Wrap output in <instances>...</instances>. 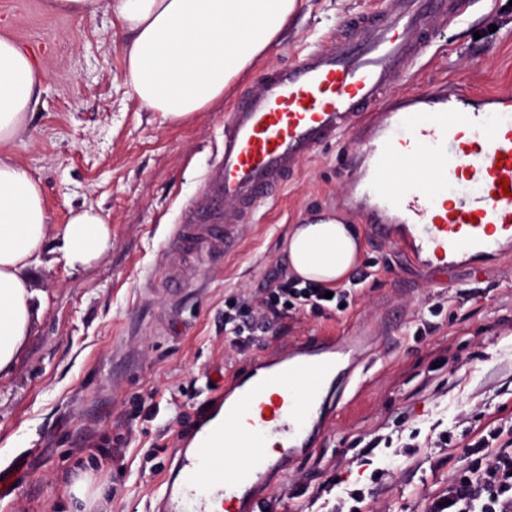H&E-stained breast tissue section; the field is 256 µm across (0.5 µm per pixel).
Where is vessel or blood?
Returning a JSON list of instances; mask_svg holds the SVG:
<instances>
[{
    "label": "vessel or blood",
    "instance_id": "1",
    "mask_svg": "<svg viewBox=\"0 0 512 512\" xmlns=\"http://www.w3.org/2000/svg\"><path fill=\"white\" fill-rule=\"evenodd\" d=\"M454 0H385L351 18L332 48L300 50L269 69L224 123V147L208 169L201 202L185 204L169 244L194 266L165 275L192 287L200 263L235 248L244 222L287 186L325 145L355 135L344 209L363 215L371 238L432 272L482 270L512 249V92L415 89L370 114L418 66L449 27ZM413 186L390 189L393 170ZM363 329L264 355L220 379L189 440L178 441L153 512H262L259 493L285 458L315 448L343 391L366 373ZM275 441L278 455L265 445Z\"/></svg>",
    "mask_w": 512,
    "mask_h": 512
}]
</instances>
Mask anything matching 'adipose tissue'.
Instances as JSON below:
<instances>
[{"label": "adipose tissue", "mask_w": 512, "mask_h": 512, "mask_svg": "<svg viewBox=\"0 0 512 512\" xmlns=\"http://www.w3.org/2000/svg\"><path fill=\"white\" fill-rule=\"evenodd\" d=\"M52 10L81 18L109 9L128 36L123 83L151 112L181 121L223 99L282 34L297 0H50ZM46 77L8 38L0 37V145L15 140ZM42 189L24 167L0 158V375L8 374L31 325L27 278L46 238ZM111 243L103 216L74 212L60 234L70 266L84 265ZM363 242L334 216L294 225L284 243L296 278L334 288L353 273Z\"/></svg>", "instance_id": "adipose-tissue-1"}]
</instances>
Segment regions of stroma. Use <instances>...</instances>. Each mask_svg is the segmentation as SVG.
Masks as SVG:
<instances>
[{
	"label": "stroma",
	"mask_w": 512,
	"mask_h": 512,
	"mask_svg": "<svg viewBox=\"0 0 512 512\" xmlns=\"http://www.w3.org/2000/svg\"><path fill=\"white\" fill-rule=\"evenodd\" d=\"M415 77L512 91V0H464ZM372 0H300L280 40L232 82L222 100L171 123L124 86L121 24L56 13L47 0H0V36L45 68L32 117L7 154L39 181L46 243L29 271L36 308L8 375L0 377V467L31 461L0 512H77L71 476L92 474L106 495L87 512H150L178 436L189 435L228 376L285 345L371 329L375 360L345 394L317 448L285 462L262 494L267 512H334L361 492L362 512H429L467 465L465 446L512 426V254L480 274L417 272L394 246L363 232L359 269L372 275L346 310L302 311L272 322L247 351L224 337V309L287 268L284 238L310 214L332 211L346 185L336 147L300 164L275 202L248 220L236 251L213 259L194 288L167 295L153 282L183 257L167 242L181 208L199 197L235 101L271 65L330 44ZM93 207L112 244L86 266L57 251L72 211ZM438 315H430L433 304ZM452 442L438 447L440 432Z\"/></svg>",
	"instance_id": "obj_1"
}]
</instances>
